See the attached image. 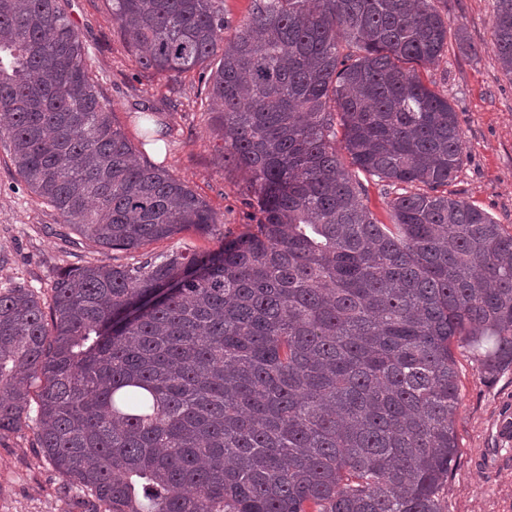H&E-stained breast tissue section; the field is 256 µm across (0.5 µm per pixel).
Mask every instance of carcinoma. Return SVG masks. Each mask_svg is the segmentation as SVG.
Segmentation results:
<instances>
[{"label":"carcinoma","mask_w":512,"mask_h":512,"mask_svg":"<svg viewBox=\"0 0 512 512\" xmlns=\"http://www.w3.org/2000/svg\"><path fill=\"white\" fill-rule=\"evenodd\" d=\"M435 2L254 0L226 39L224 0H106L142 75L197 76L260 217L215 251L66 270L48 304L0 290V432L34 422L104 512H443L451 343L512 368V234L448 195L462 131L419 74L448 47ZM0 141L102 248L221 223L133 161L63 0H0ZM361 173L397 191L391 223Z\"/></svg>","instance_id":"carcinoma-1"}]
</instances>
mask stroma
I'll return each instance as SVG.
<instances>
[{
    "label": "stroma",
    "instance_id": "stroma-1",
    "mask_svg": "<svg viewBox=\"0 0 512 512\" xmlns=\"http://www.w3.org/2000/svg\"><path fill=\"white\" fill-rule=\"evenodd\" d=\"M495 0H446L452 26L473 46L449 44L440 64L421 70L423 82L448 98L465 141L463 164L448 192L486 210L512 233V77L490 43ZM114 120L141 163L154 157L142 138L145 117L161 122L162 166L217 212L216 233L185 230L136 251H112L63 223L17 175L0 144V289L22 285L49 299L58 275L89 263L135 265L144 255L218 249L257 217L242 199L249 180L225 165L222 140L197 97L192 77L140 75L112 25L103 0H65ZM459 373L457 461L440 491L444 512H512V369L490 378L466 338L451 345ZM99 504L63 481L34 444L31 428L0 433V512H97Z\"/></svg>",
    "mask_w": 512,
    "mask_h": 512
}]
</instances>
